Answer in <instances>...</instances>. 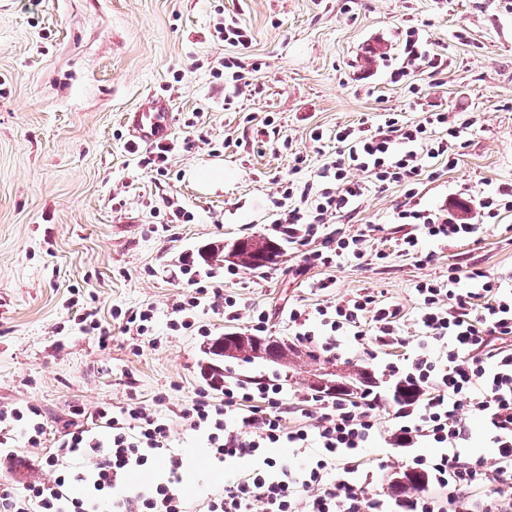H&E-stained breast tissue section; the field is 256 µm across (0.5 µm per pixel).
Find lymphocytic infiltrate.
I'll list each match as a JSON object with an SVG mask.
<instances>
[{"label":"lymphocytic infiltrate","mask_w":512,"mask_h":512,"mask_svg":"<svg viewBox=\"0 0 512 512\" xmlns=\"http://www.w3.org/2000/svg\"><path fill=\"white\" fill-rule=\"evenodd\" d=\"M447 122L438 112L417 124L389 114L375 126L338 129L334 156L304 181L296 175L306 159L295 154L294 174L281 181L272 201L274 221L287 230L289 244L312 266L364 258L365 237L346 235L332 222L355 211L371 187L402 189L394 221L414 230L400 238L398 250L416 260L423 257V239L476 237L482 227L468 221L472 208L489 219L511 211L512 186L475 201L455 199L437 211L421 207L417 186L431 164L458 162L461 130ZM352 169L366 173L367 181L349 179ZM320 235L331 252L314 248ZM186 284L189 293L173 309L171 330L208 336L198 320L208 295L223 300L225 317L239 319L235 300L220 285H206L194 271ZM414 291L419 331L412 337L400 307L368 292L313 311L297 304L287 310L298 343L325 355H338L344 336L360 344L371 336L403 348L385 372L418 395L399 405L392 430H381L379 397L367 389L353 398L288 396L277 379L267 378L225 383L220 399L208 389L197 391L177 419L206 436L215 466L253 462L246 476H227L223 490L207 495L199 512H253L258 502L264 512H512V270L492 275L452 263L447 279L420 281ZM470 416L481 421L492 455H469ZM292 417L297 423L291 427ZM96 418L110 429L108 439L67 423L44 457L54 479L20 492L1 487L0 512H187L179 489L183 458L170 444L173 419L136 405L102 407ZM379 438L386 449L372 468L364 454ZM424 445L433 455L418 454ZM401 448L416 454L399 460ZM84 457L92 459L90 468L77 467ZM154 462L164 464L165 479L129 488L130 473ZM397 466L422 477L423 488L397 497L379 491L381 474Z\"/></svg>","instance_id":"lymphocytic-infiltrate-1"}]
</instances>
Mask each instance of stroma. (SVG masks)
<instances>
[{
  "instance_id": "stroma-1",
  "label": "stroma",
  "mask_w": 512,
  "mask_h": 512,
  "mask_svg": "<svg viewBox=\"0 0 512 512\" xmlns=\"http://www.w3.org/2000/svg\"><path fill=\"white\" fill-rule=\"evenodd\" d=\"M250 30L249 49L216 36L224 19ZM418 31L440 67H415L401 81L408 32ZM260 64L252 92L224 107V58ZM170 96L177 121L168 139V174L154 178L128 148L126 112L150 95ZM399 113L416 124L444 112L465 130L455 168L438 167L418 187L437 209L453 193L484 196L512 185V7L505 0H0V410L37 406L48 434H57L74 408L139 404L181 409L210 385V368L226 380L277 377L287 392H308L316 364L303 346L288 363L214 355L227 332L245 321L225 319L202 302V337L168 327L186 290L181 267L208 271L212 253H230L246 236L274 233L272 197L288 176L294 153L308 171L335 151L338 128L380 122ZM273 123L286 148L262 130ZM322 131V142L312 139ZM224 170V182L203 187L194 172ZM193 215L168 223L165 200ZM400 188L370 191L350 216L346 234L367 233L366 255L335 267L304 268L285 246L267 277L246 269L225 278V294L242 310L269 316L267 335L293 339L289 305L316 308L364 292L396 304L406 321L418 307L417 282L444 279L463 261L488 273L512 269V211L478 241L425 243L435 258L422 265L396 243L409 230L392 221ZM332 279L322 292L317 283ZM153 307L149 332L113 320L114 310ZM93 311L108 343L75 317ZM333 358L334 369L355 364L374 380L376 412L388 426L396 381L384 375L398 348L379 344ZM25 422L7 423L11 457L0 459V484L23 489L53 478L43 449L29 447ZM173 447L198 474L183 487L190 507L222 489L202 438L172 426Z\"/></svg>"
}]
</instances>
